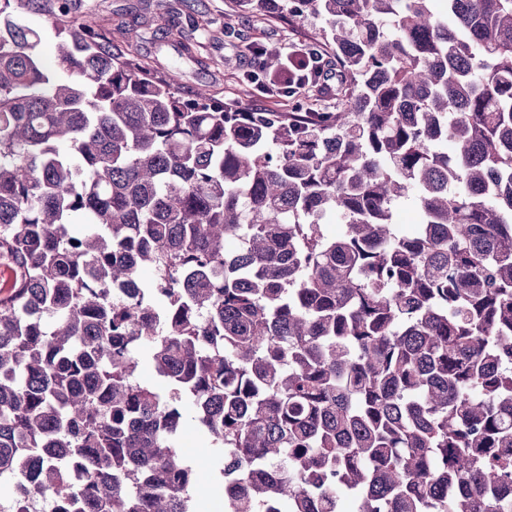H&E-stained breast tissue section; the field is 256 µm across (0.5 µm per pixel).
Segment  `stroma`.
Segmentation results:
<instances>
[{
  "mask_svg": "<svg viewBox=\"0 0 512 512\" xmlns=\"http://www.w3.org/2000/svg\"><path fill=\"white\" fill-rule=\"evenodd\" d=\"M62 4L66 5L69 17L94 18L110 38L113 52L124 53L136 48L144 65L157 75L179 68L180 93L186 98L193 97L196 89L203 85L224 102L240 97L243 75L252 68L250 60L238 59L236 55L241 40H260L270 45L294 38L306 41L315 31L310 21L297 17L284 23L229 13L224 0H39L34 9L15 6V13L26 25L42 31L40 50L48 59L53 57L56 45L51 19ZM192 18L206 19L209 25L207 29L192 33L191 56L179 54L175 42L170 40L147 41L135 47L128 41L126 31L129 28H155L173 22L184 24ZM179 447L201 476L194 491L195 499L213 507L223 504L224 485L214 476L211 450L195 422L183 427Z\"/></svg>",
  "mask_w": 512,
  "mask_h": 512,
  "instance_id": "stroma-1",
  "label": "stroma"
}]
</instances>
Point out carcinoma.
Instances as JSON below:
<instances>
[{"mask_svg":"<svg viewBox=\"0 0 512 512\" xmlns=\"http://www.w3.org/2000/svg\"><path fill=\"white\" fill-rule=\"evenodd\" d=\"M10 2L0 512H195L189 417L249 489L224 512H512V0H231L319 23L328 112L185 99L85 19L49 62ZM419 221L420 215L412 200H404L397 206L394 213V222L399 224L402 231H413L414 225L419 224ZM137 377L139 380L153 386L161 393H165L168 390V383L163 377L156 373L148 351H142L140 353V365L137 370Z\"/></svg>","mask_w":512,"mask_h":512,"instance_id":"cac0c4a2","label":"carcinoma"}]
</instances>
